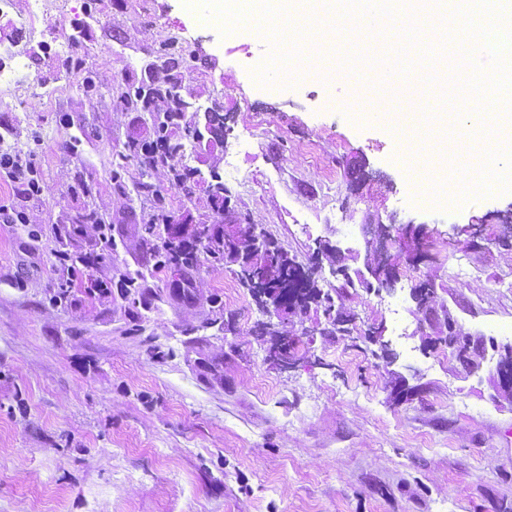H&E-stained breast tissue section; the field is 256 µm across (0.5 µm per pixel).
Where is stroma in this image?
<instances>
[{"label":"stroma","mask_w":512,"mask_h":512,"mask_svg":"<svg viewBox=\"0 0 512 512\" xmlns=\"http://www.w3.org/2000/svg\"><path fill=\"white\" fill-rule=\"evenodd\" d=\"M347 17H312L286 41L223 33L184 0H11L0 10V149L31 159L41 195L0 174V205L40 227L0 223V512H512V192L415 188L446 140L494 167L460 125L468 63L436 83L448 137L405 140L363 121L368 96H420L399 61L424 28L393 27L377 69L302 63ZM96 75L81 88L59 39ZM183 74L194 124L183 165L222 176L213 210L201 181L172 186L130 154L153 136L128 84ZM112 226L98 240L83 210ZM192 230H264L349 319L323 305L263 310L235 265L159 264L157 210ZM98 255L60 268L54 252ZM385 263L389 286L370 271ZM100 278L110 292L95 290ZM431 293L418 301L415 290ZM380 335H370V328ZM470 342L462 364L441 338ZM295 364L279 369L274 336Z\"/></svg>","instance_id":"35a3bbf8"}]
</instances>
